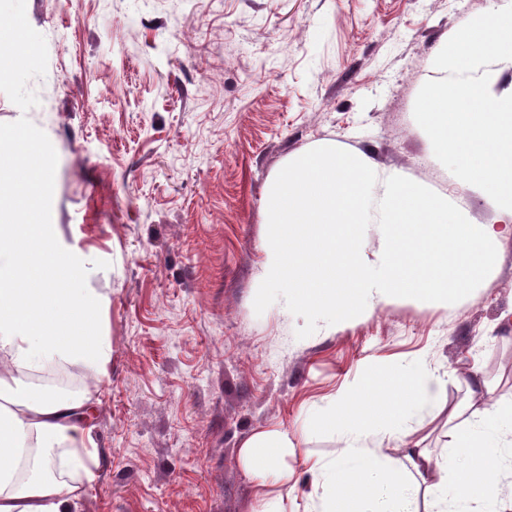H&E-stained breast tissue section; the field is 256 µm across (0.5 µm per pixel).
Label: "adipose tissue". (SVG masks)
Here are the masks:
<instances>
[{
  "mask_svg": "<svg viewBox=\"0 0 512 512\" xmlns=\"http://www.w3.org/2000/svg\"><path fill=\"white\" fill-rule=\"evenodd\" d=\"M2 143L17 155H0V169L10 174L0 178V356L12 363L0 370V512H72L79 487L54 477L52 451L70 447L76 475L94 480L91 397L43 390L24 372L56 362L106 377L112 351L97 329L106 299L81 287L84 259L61 246L58 225L41 219L51 197L44 147L19 128L0 129ZM21 212L29 223L16 222ZM447 407L443 378L422 362L375 372L358 394L332 404L324 421L346 446L338 459L309 467L318 512H420L422 500L427 512H503L500 485L512 478V398L474 409L450 432L452 455L439 459L424 442ZM382 434L396 442L406 477L389 475L383 447H369ZM293 445L283 428L258 431L241 445L239 461L256 489L251 512H285L267 487L292 476L270 474L263 461Z\"/></svg>",
  "mask_w": 512,
  "mask_h": 512,
  "instance_id": "1",
  "label": "adipose tissue"
}]
</instances>
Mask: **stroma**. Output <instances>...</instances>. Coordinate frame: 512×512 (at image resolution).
Returning <instances> with one entry per match:
<instances>
[{
  "instance_id": "35a3bbf8",
  "label": "stroma",
  "mask_w": 512,
  "mask_h": 512,
  "mask_svg": "<svg viewBox=\"0 0 512 512\" xmlns=\"http://www.w3.org/2000/svg\"><path fill=\"white\" fill-rule=\"evenodd\" d=\"M500 0H21L34 62L0 79V128L48 143L50 223L106 296L107 379L70 366L93 395L95 482L73 512H248L237 454L287 428L270 483L285 512H314L310 460L344 446L320 413L370 373L424 361L449 407L512 396V236L490 280L455 304L397 300L297 338L278 301L256 314L265 193L287 161L325 145L365 155L459 201L500 208L450 173L413 116L443 78L434 59Z\"/></svg>"
}]
</instances>
